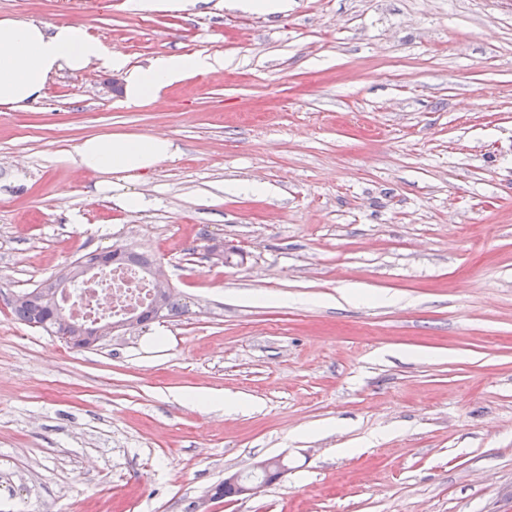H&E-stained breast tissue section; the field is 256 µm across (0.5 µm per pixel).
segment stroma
<instances>
[{
	"label": "stroma",
	"mask_w": 512,
	"mask_h": 512,
	"mask_svg": "<svg viewBox=\"0 0 512 512\" xmlns=\"http://www.w3.org/2000/svg\"><path fill=\"white\" fill-rule=\"evenodd\" d=\"M5 15L83 26L132 67L224 68L139 103L64 71L0 106V512H512V0ZM113 132L182 155L133 184L66 163ZM115 245L189 310L90 349L14 317ZM277 456L283 479L214 498Z\"/></svg>",
	"instance_id": "1"
}]
</instances>
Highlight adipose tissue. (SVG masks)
Wrapping results in <instances>:
<instances>
[{
    "label": "adipose tissue",
    "mask_w": 512,
    "mask_h": 512,
    "mask_svg": "<svg viewBox=\"0 0 512 512\" xmlns=\"http://www.w3.org/2000/svg\"><path fill=\"white\" fill-rule=\"evenodd\" d=\"M93 65L121 73L127 100L139 102L157 97L188 74L222 70L224 58L219 54L175 55L132 68L123 54L81 26L59 23L47 27L18 18L0 19L1 106L29 108L42 97L52 77ZM180 154V146L171 138L117 132L85 138L67 160L78 169L130 179Z\"/></svg>",
    "instance_id": "adipose-tissue-1"
}]
</instances>
